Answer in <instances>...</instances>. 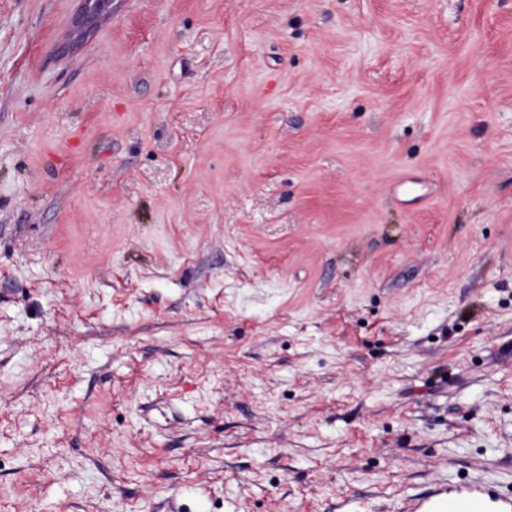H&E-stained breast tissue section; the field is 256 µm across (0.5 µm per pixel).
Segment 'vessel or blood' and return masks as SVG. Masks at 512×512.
<instances>
[{
    "mask_svg": "<svg viewBox=\"0 0 512 512\" xmlns=\"http://www.w3.org/2000/svg\"><path fill=\"white\" fill-rule=\"evenodd\" d=\"M409 512H512V499L489 485H466L453 491L436 486L412 502Z\"/></svg>",
    "mask_w": 512,
    "mask_h": 512,
    "instance_id": "vessel-or-blood-1",
    "label": "vessel or blood"
}]
</instances>
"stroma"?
Segmentation results:
<instances>
[{"label":"stroma","instance_id":"obj_1","mask_svg":"<svg viewBox=\"0 0 512 512\" xmlns=\"http://www.w3.org/2000/svg\"><path fill=\"white\" fill-rule=\"evenodd\" d=\"M0 0V512L512 497V0ZM81 5L72 22L73 42L83 38L102 18L112 13V0H82Z\"/></svg>","mask_w":512,"mask_h":512}]
</instances>
